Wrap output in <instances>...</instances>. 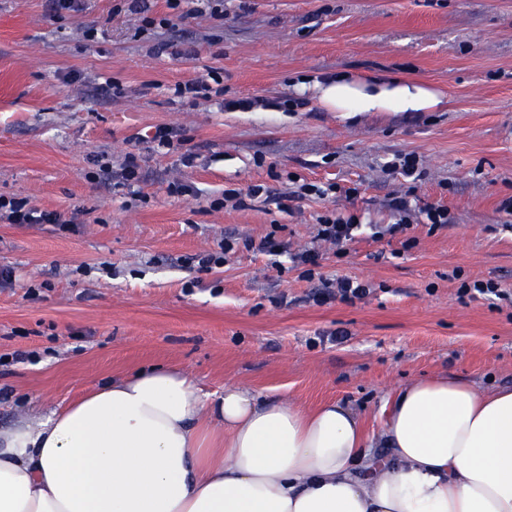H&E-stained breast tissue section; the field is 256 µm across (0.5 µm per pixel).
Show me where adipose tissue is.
Wrapping results in <instances>:
<instances>
[{
  "mask_svg": "<svg viewBox=\"0 0 512 512\" xmlns=\"http://www.w3.org/2000/svg\"><path fill=\"white\" fill-rule=\"evenodd\" d=\"M329 112H433L414 81L306 84ZM366 434L350 405L306 409L171 365L112 376L0 428V512H512V387L416 378Z\"/></svg>",
  "mask_w": 512,
  "mask_h": 512,
  "instance_id": "1",
  "label": "adipose tissue"
}]
</instances>
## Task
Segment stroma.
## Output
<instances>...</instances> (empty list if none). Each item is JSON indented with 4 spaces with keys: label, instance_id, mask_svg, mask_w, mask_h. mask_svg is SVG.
<instances>
[{
    "label": "stroma",
    "instance_id": "1",
    "mask_svg": "<svg viewBox=\"0 0 512 512\" xmlns=\"http://www.w3.org/2000/svg\"><path fill=\"white\" fill-rule=\"evenodd\" d=\"M339 72L414 79L444 90L448 107L327 112L298 91ZM202 78L206 96L175 95ZM107 80L117 92L103 98ZM253 97L282 105L226 107ZM159 126L182 148L154 150ZM131 153L139 185L89 179L97 156L117 166ZM407 153L412 184L390 168ZM173 182L187 192L171 194ZM304 182L342 191L286 212L260 199L211 206L228 188ZM404 193L447 206L452 224L373 240L371 225L392 221L388 198ZM0 195L85 213L74 231L0 223V265L15 276L0 288L1 425L17 406L45 412L158 364L208 392L238 383L306 408L348 402L370 434L410 379L512 385V216L500 209L512 197V0H224L222 16L204 10L170 31L142 28L117 0L61 13L0 0ZM328 209L362 228L323 246L318 278L301 279L287 254L242 247L198 269L228 236L311 246ZM339 277L370 291L316 302L322 279ZM476 279L501 298L459 296Z\"/></svg>",
    "mask_w": 512,
    "mask_h": 512
}]
</instances>
